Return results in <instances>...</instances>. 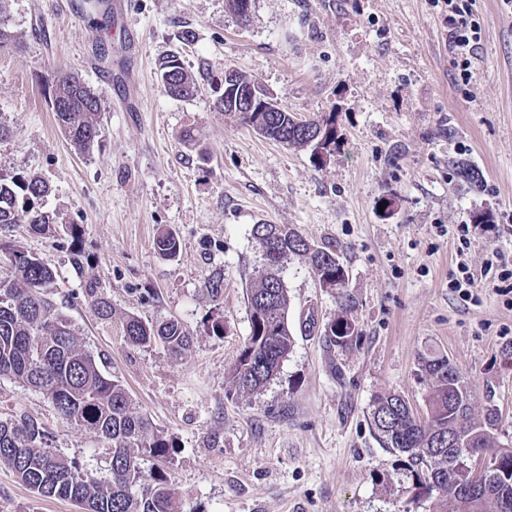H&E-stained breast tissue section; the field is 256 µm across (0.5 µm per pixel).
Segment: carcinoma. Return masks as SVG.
I'll list each match as a JSON object with an SVG mask.
<instances>
[{
  "instance_id": "carcinoma-1",
  "label": "carcinoma",
  "mask_w": 512,
  "mask_h": 512,
  "mask_svg": "<svg viewBox=\"0 0 512 512\" xmlns=\"http://www.w3.org/2000/svg\"><path fill=\"white\" fill-rule=\"evenodd\" d=\"M160 80L166 92L181 99L197 93L194 79L172 55L161 64ZM76 76L57 77L51 110L58 124L78 150H88L98 141L101 111L99 98H90L75 84ZM70 100L62 112L61 98ZM220 110L253 127L261 134L295 147H309L318 126H334L333 116L303 120L282 106L271 112L240 113L225 89L215 92ZM52 188L36 174L8 175L0 171V234L17 224H26L38 235L79 236L74 224H63L43 209ZM252 235L262 252L263 265L247 291L250 335L228 368L230 390L258 392L277 376L294 345L288 327V291L280 272L293 257L306 261L319 284L337 290L338 313L331 321L337 331L327 332L330 343L348 349L358 336L351 317L355 301L348 292L346 267L331 244H315L289 224H255ZM158 250L178 256L181 243L170 229L156 238ZM0 377H9L47 394L55 409L78 428L89 430L110 442V479L103 483L76 462L44 447L45 434L25 414L0 419V464L13 471L32 492L69 501L81 512H182L180 501L164 473L144 475L139 448L163 455L170 443L144 416L131 407L121 380L108 373L103 362L76 343L70 322L47 294L54 270L42 259L0 240ZM84 294L91 311L106 320L112 306L93 280ZM126 341L143 346L162 343L177 360L190 350L192 336L177 319L160 323L127 318ZM428 380L427 417L415 416L397 394L373 400L371 424L387 448L407 455L413 490H437L435 512H512V449L496 446L493 427L499 416L486 409L484 419L472 413V391L460 375L448 372V357L423 359ZM473 448L491 453L493 468L474 476L448 466V461L468 456ZM478 478L473 490L464 492L461 481Z\"/></svg>"
}]
</instances>
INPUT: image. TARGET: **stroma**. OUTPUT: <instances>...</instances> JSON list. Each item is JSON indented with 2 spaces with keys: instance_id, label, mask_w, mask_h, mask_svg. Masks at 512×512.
Wrapping results in <instances>:
<instances>
[{
  "instance_id": "obj_1",
  "label": "stroma",
  "mask_w": 512,
  "mask_h": 512,
  "mask_svg": "<svg viewBox=\"0 0 512 512\" xmlns=\"http://www.w3.org/2000/svg\"><path fill=\"white\" fill-rule=\"evenodd\" d=\"M125 3L116 12L111 0H10L0 170L48 180L47 210L80 227L74 241L20 224L10 240L53 267L54 299L81 347L169 439L166 455L141 451L143 471L166 473L184 512H435V496L411 492L406 455L383 447L370 413L376 395L396 393L426 415L421 359L436 352L468 382L475 415L496 407V441L512 447V303L490 288L466 299L448 286L458 244L450 229L473 214L488 218L468 251L473 274L494 250L512 264V0H473L482 31L466 88L435 0H255L247 21L224 0ZM172 54L199 84L190 99L159 81ZM227 67L299 118L334 114L327 162L216 108ZM62 73L101 101L92 151L74 149L51 110ZM459 161L480 172V186L458 176ZM261 222L336 246L358 339L326 345L336 293L292 258L281 276L295 345L268 387L233 395L226 369L249 335ZM162 228L181 240L176 258L156 247ZM75 248L87 258L80 273L69 263ZM215 274L224 288L213 298L204 282ZM90 279L110 319L90 311ZM130 316L180 320L192 349L174 360L162 343L128 344ZM21 413L42 426L46 448L108 479L107 442L43 393L0 377V419ZM0 512L78 510L34 495L0 466Z\"/></svg>"
}]
</instances>
